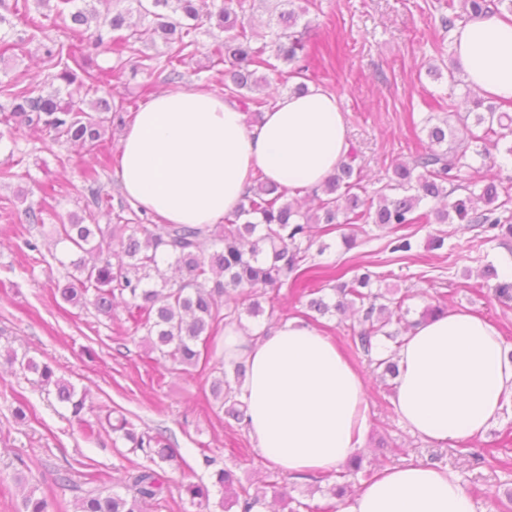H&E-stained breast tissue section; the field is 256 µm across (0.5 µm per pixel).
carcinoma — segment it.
<instances>
[{
  "instance_id": "carcinoma-1",
  "label": "carcinoma",
  "mask_w": 512,
  "mask_h": 512,
  "mask_svg": "<svg viewBox=\"0 0 512 512\" xmlns=\"http://www.w3.org/2000/svg\"><path fill=\"white\" fill-rule=\"evenodd\" d=\"M131 8L115 10L100 17L90 0H36V4L54 12L68 40L59 42L46 34L42 13H30L28 0L14 3V15L23 29L0 13V57L23 50L31 41H38L43 61L54 69L50 82L59 86L46 92L27 79L16 80L0 88L6 104L0 105V125L14 135L16 127L40 131L55 143L79 146L88 157L83 171L86 203L82 213L58 218L53 225L56 243L64 245L75 259L66 266V279L57 286L60 297L73 304L91 305L95 311L112 316L115 305L124 304L134 333L141 334V343L148 359L161 366L167 363L187 371L200 362L209 361L215 347L220 324L241 321L242 315L256 318L263 313L258 300L260 290H278L286 284L296 285L307 279L312 269L311 249L317 235L336 232L342 224H376L396 233L407 224H470L481 229V242L493 244L512 239V221L505 216L512 198L500 199L501 185L489 179L465 186L468 196L443 207L421 208L427 200L445 199L451 195L448 186L459 181L467 147L456 141L455 130L444 118L427 128L428 141L416 150L409 163H396L385 190L373 198L362 185V168L356 165L357 152L350 150L334 172L315 190L319 201L316 211L301 210L297 201L289 199L280 188L258 173L237 212L224 217L222 224H133L123 216L129 206L112 204V196L100 184L99 169L108 165L99 157L105 119L99 113L114 114L124 121L128 107L112 105V97L102 95L112 74L91 67L89 48H105L118 58L138 60L147 72L160 68L165 80L176 83L182 79L181 67L193 55L198 34L204 23L216 22L218 28L230 32L211 51L212 66H224V90L243 100L244 110L253 117L262 114L268 101L248 97L244 91L259 88L265 77L261 69L277 71L278 63L288 66L287 77L303 78L324 54H332L327 42L323 48L311 47L296 27L315 0H277L273 7L276 19L268 22L262 42H257L249 24L244 22L251 7L250 0H126ZM512 13V0H460V10L447 4L448 14L441 15L442 27L450 32L458 25L478 18L502 13L501 6ZM137 13L152 21L154 34L166 46L162 65L143 53L138 43L141 33L128 23V15ZM96 94V102L85 107L84 97ZM456 115L468 132L470 140L484 137L473 127L486 126L484 133H493L498 140L512 138V114L500 112L494 105L487 111ZM499 130H494V127ZM477 155L489 169L507 166L512 160V144L496 157L487 148ZM483 203V208L474 201ZM115 215L117 223L100 224L102 215ZM320 277L331 287L335 301L321 295L308 302V308L324 317L347 311L358 316L350 327L353 352L365 357L373 369L397 375L396 348L383 347L381 337L394 340L398 333L386 330L392 318L402 321L405 299L394 302L395 309L385 303L386 294L373 288L380 275L369 269L353 276L336 261L317 264ZM495 280L494 289L504 302L512 301V277H505L492 264L484 270ZM5 360L19 365L24 372L35 375L33 383L51 387L57 400L80 417L86 409V397L77 393L69 381L56 376L47 364H39L26 356L5 350ZM234 380L220 370L211 384V396L218 408L237 424H244L243 404L236 399L231 383L245 378L241 362L232 364ZM112 432L132 443L142 463L126 476L125 493H104L94 477L84 485L73 482L68 472H59L55 484L72 490L74 512H144L145 506L162 499L164 481L155 466L174 456L169 438L162 432H139L122 417L110 424ZM362 460L354 455L343 465L330 493L341 498L362 470ZM286 478L277 473L261 487L240 484L232 471L216 474L215 485L224 490V512H253L264 504L267 491L282 502L281 512L312 510L308 503L295 501L280 490ZM22 512H51L53 503L30 489L23 497Z\"/></svg>"
}]
</instances>
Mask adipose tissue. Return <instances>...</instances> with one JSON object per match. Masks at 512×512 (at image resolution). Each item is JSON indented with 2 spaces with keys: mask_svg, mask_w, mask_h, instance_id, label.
<instances>
[{
  "mask_svg": "<svg viewBox=\"0 0 512 512\" xmlns=\"http://www.w3.org/2000/svg\"><path fill=\"white\" fill-rule=\"evenodd\" d=\"M469 86L512 101V22L476 19L452 33ZM350 149L339 99L320 88L281 96L252 120L207 88L150 98L124 129L116 174L125 196L158 224H220L259 171L288 194L320 186ZM224 358L246 375L237 396L264 459L288 476L331 474L361 448L365 377L318 327L290 318L264 335L224 328ZM393 406L422 438L484 436L512 398V348L498 327L457 310L424 322L398 354ZM338 512H476L459 478L410 460L377 471Z\"/></svg>",
  "mask_w": 512,
  "mask_h": 512,
  "instance_id": "obj_1",
  "label": "adipose tissue"
}]
</instances>
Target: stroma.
<instances>
[{
	"label": "stroma",
	"mask_w": 512,
	"mask_h": 512,
	"mask_svg": "<svg viewBox=\"0 0 512 512\" xmlns=\"http://www.w3.org/2000/svg\"><path fill=\"white\" fill-rule=\"evenodd\" d=\"M440 0H316L302 19L306 40L323 42L335 32L340 60L309 71L305 82L335 93L349 128L350 141L360 151L363 184L368 192L381 189L387 171L398 161L410 160L425 139L424 117L447 111H473L477 93L465 86L449 87L446 71L448 34L441 26ZM213 35L200 34L195 55L183 67L181 87L204 86L221 90L224 75L211 66ZM93 62L114 69V102L148 100L145 86L166 88L163 73L149 74L133 63L118 61L99 50ZM437 67L439 75L429 74ZM14 151L0 144V162L14 154L17 178L0 184V350L10 347L36 361L48 363L57 376L87 394L84 419L74 418L54 394L33 384L31 374L0 366V512H20L24 494L32 488L66 504L70 490L58 487V472L69 471L75 481L96 475L107 488H120L127 472L140 463L128 444L116 440L100 416L124 415L138 429L163 431L177 456L163 463L165 500L146 512H224L221 492L207 504H192L185 493L191 483H212L217 471L231 469L242 482L266 481L272 466L259 454L246 428L227 426L214 406L209 387L211 367L191 372L160 367L146 358L132 341V325L124 308L112 317L97 315L93 307H75L53 294L64 269L58 262L29 264L25 246L16 233L24 222L26 204H44L62 216L80 212L84 205L81 177L85 157L77 147L57 144L23 129L15 135ZM69 157L60 166L59 156ZM26 200H19V193ZM413 249L392 251L388 229L373 224L345 225L325 236V257L347 268L370 267L385 277V287L408 293L410 319L424 306L446 302L449 310L464 309L495 322L512 345V306H503L484 277L485 265H502L512 258V242L475 253L468 246L477 231L457 224H413L407 229ZM355 239L345 246L343 236ZM445 239L442 249L428 246L431 237ZM306 293L281 288L272 308L256 318H244L246 327L269 329L282 320L304 318ZM369 427L361 456L359 482L368 481L384 463L396 465L414 459L447 467L473 498L479 512H512V400L503 420L484 437L466 443H438L414 435L399 419L393 393L379 378L369 380ZM26 410L17 419V407ZM335 476L322 481L292 478L289 494L316 506L318 512H337L338 501L328 489Z\"/></svg>",
	"instance_id": "obj_1"
}]
</instances>
